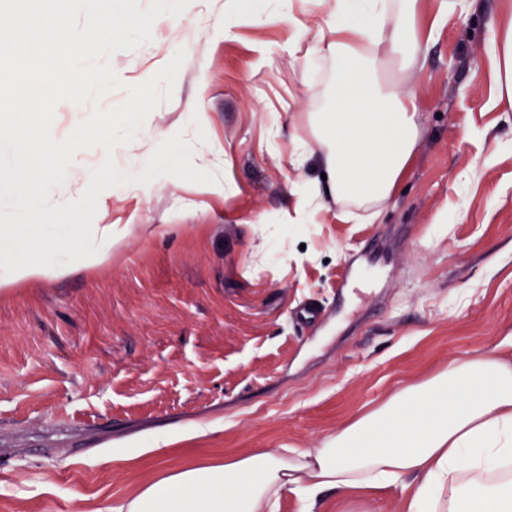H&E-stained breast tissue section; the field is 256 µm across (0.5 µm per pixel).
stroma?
<instances>
[{
	"label": "stroma",
	"instance_id": "stroma-1",
	"mask_svg": "<svg viewBox=\"0 0 512 512\" xmlns=\"http://www.w3.org/2000/svg\"><path fill=\"white\" fill-rule=\"evenodd\" d=\"M222 3L197 0L110 58L135 85L186 51L143 124L152 138L115 148L117 167L140 171L180 132L216 182L110 188L109 209L85 221L124 232L111 264L0 295V512H99L166 469L323 447L404 388L512 341V104L489 108L486 52L512 0L449 15L400 73L424 132L372 222L325 193L304 208L296 190L324 171L315 142L292 163L322 109L300 73L324 85L333 69L308 53L326 36L310 0L291 2L306 31L293 53L283 25L224 33ZM105 156L78 152L47 203L76 200ZM327 500V512H403L395 487Z\"/></svg>",
	"mask_w": 512,
	"mask_h": 512
}]
</instances>
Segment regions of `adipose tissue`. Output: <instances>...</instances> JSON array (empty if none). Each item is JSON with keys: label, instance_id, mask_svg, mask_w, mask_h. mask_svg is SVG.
I'll use <instances>...</instances> for the list:
<instances>
[{"label": "adipose tissue", "instance_id": "adipose-tissue-1", "mask_svg": "<svg viewBox=\"0 0 512 512\" xmlns=\"http://www.w3.org/2000/svg\"><path fill=\"white\" fill-rule=\"evenodd\" d=\"M329 33L315 48L333 58L327 111L311 113L310 138H298L296 162L310 140L324 148L325 188L338 203L377 219L410 169L424 114L417 98L390 79L412 68L436 41L462 0H312ZM498 98L512 102V21L487 46ZM6 190L28 208L25 225H0V291L51 280L73 268L111 263L121 244L111 225L88 230L78 205L30 208L49 181L68 171L64 157L44 156L29 138L14 141ZM49 250L21 259L16 247ZM405 492L404 512H512V359L486 355L450 364L356 421L325 447L283 458L255 453L225 463L164 472L107 512H277L285 494L304 512H325L324 496L368 486Z\"/></svg>", "mask_w": 512, "mask_h": 512}]
</instances>
